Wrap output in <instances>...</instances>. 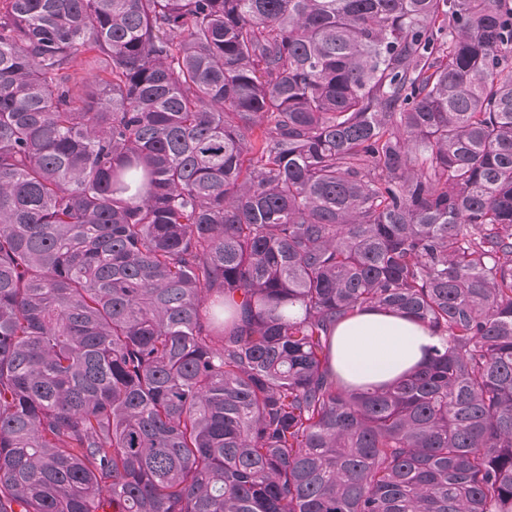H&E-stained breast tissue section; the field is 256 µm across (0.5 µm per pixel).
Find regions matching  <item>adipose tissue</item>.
I'll return each instance as SVG.
<instances>
[{
    "instance_id": "ef3b65f1",
    "label": "adipose tissue",
    "mask_w": 512,
    "mask_h": 512,
    "mask_svg": "<svg viewBox=\"0 0 512 512\" xmlns=\"http://www.w3.org/2000/svg\"><path fill=\"white\" fill-rule=\"evenodd\" d=\"M436 336L403 314L371 309L333 332L332 364L350 384L391 383L420 365Z\"/></svg>"
}]
</instances>
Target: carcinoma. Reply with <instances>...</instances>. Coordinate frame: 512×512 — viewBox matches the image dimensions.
<instances>
[{"instance_id":"obj_1","label":"carcinoma","mask_w":512,"mask_h":512,"mask_svg":"<svg viewBox=\"0 0 512 512\" xmlns=\"http://www.w3.org/2000/svg\"><path fill=\"white\" fill-rule=\"evenodd\" d=\"M0 512H512V0H0ZM437 337L404 314L371 309L333 332L332 364L350 384L391 383L426 358Z\"/></svg>"}]
</instances>
